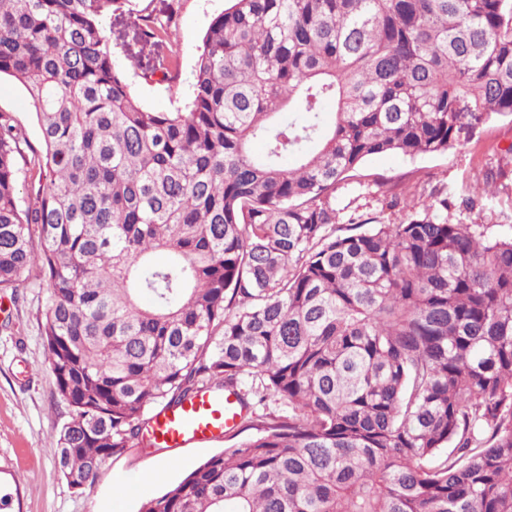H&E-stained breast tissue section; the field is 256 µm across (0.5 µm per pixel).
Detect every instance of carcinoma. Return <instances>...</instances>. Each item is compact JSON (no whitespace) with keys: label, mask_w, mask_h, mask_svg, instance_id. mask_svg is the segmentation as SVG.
I'll list each match as a JSON object with an SVG mask.
<instances>
[{"label":"carcinoma","mask_w":512,"mask_h":512,"mask_svg":"<svg viewBox=\"0 0 512 512\" xmlns=\"http://www.w3.org/2000/svg\"><path fill=\"white\" fill-rule=\"evenodd\" d=\"M126 2L0 0V74L43 145L0 112V290L48 288L68 487L226 390L250 435L141 512H512V231L451 222L443 187L418 209L414 184L400 223L336 234L366 158L512 115V0H232L174 112L126 78L178 80L172 15L138 16L157 54L123 68L104 21ZM0 112L10 113L25 133L29 145L42 151L37 117L27 93L18 81L8 75L0 78Z\"/></svg>","instance_id":"cac0c4a2"}]
</instances>
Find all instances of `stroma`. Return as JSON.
I'll use <instances>...</instances> for the list:
<instances>
[{
    "instance_id": "obj_1",
    "label": "stroma",
    "mask_w": 512,
    "mask_h": 512,
    "mask_svg": "<svg viewBox=\"0 0 512 512\" xmlns=\"http://www.w3.org/2000/svg\"><path fill=\"white\" fill-rule=\"evenodd\" d=\"M173 4L171 30L179 47V80L171 87L144 82L136 72L127 80L139 102L157 112L183 107L190 92L202 39L228 0H132L129 12L106 19L117 56L147 60L138 38L137 17L157 14ZM0 112L10 113L33 149L42 142L37 117L23 86L0 77ZM512 116L490 123L472 141L436 155L409 158L382 154L368 158L357 175L358 188L342 192L349 214L365 220L385 215L397 223L404 216L398 197L400 180L420 179L426 188L446 187L451 221L484 224L491 232L512 228ZM493 182H486L487 171ZM47 288L30 274L16 293L0 291V488L13 495L12 512H139L148 498L165 492L200 462L231 447L228 439L192 442L150 454L130 450L111 458L95 488L70 489L50 454L69 417L57 396L44 342L43 310ZM31 376H24L25 366Z\"/></svg>"
}]
</instances>
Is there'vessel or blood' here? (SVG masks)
Returning <instances> with one entry per match:
<instances>
[{
	"instance_id": "b4317fda",
	"label": "vessel or blood",
	"mask_w": 512,
	"mask_h": 512,
	"mask_svg": "<svg viewBox=\"0 0 512 512\" xmlns=\"http://www.w3.org/2000/svg\"><path fill=\"white\" fill-rule=\"evenodd\" d=\"M239 419L240 405L233 393H205L157 415L153 420L154 436L159 447L179 448L223 436Z\"/></svg>"
}]
</instances>
